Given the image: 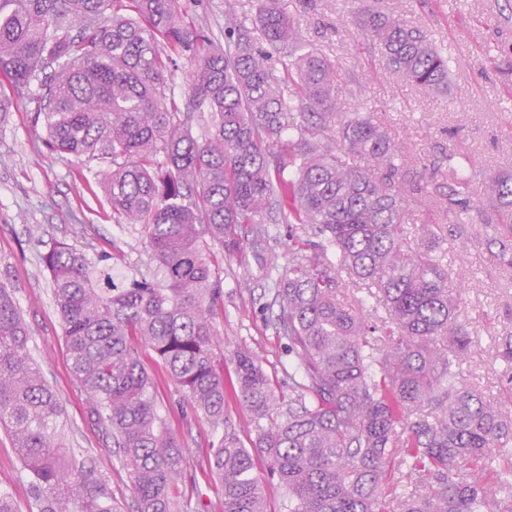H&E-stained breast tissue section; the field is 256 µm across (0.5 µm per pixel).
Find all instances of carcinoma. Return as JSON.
<instances>
[{
    "label": "carcinoma",
    "instance_id": "cac0c4a2",
    "mask_svg": "<svg viewBox=\"0 0 512 512\" xmlns=\"http://www.w3.org/2000/svg\"><path fill=\"white\" fill-rule=\"evenodd\" d=\"M0 12V112L19 100L47 148L85 163L115 224H139L155 277H116L113 254L60 243L40 256L73 379L112 437L131 512H187L178 485L185 455L158 416L139 349L161 359L192 410L217 435L208 467L223 512H512V462L492 469L512 421L464 386L470 345L460 292L431 256V224L404 222L428 186L412 158L373 122L336 108L339 72L309 47L279 0H257L266 48L224 0V43L178 0H11ZM358 22L387 65L428 92L448 91V57L422 29L358 0ZM284 58L276 73L268 61ZM197 61L181 110L169 76ZM349 155L365 160L357 165ZM440 207L462 206L448 170ZM499 221L512 224V175L489 179ZM283 224L314 230L270 288L285 340L291 393L276 390L259 356L234 352L237 396L250 412L247 448L224 420L220 288L212 247L244 252ZM353 286L373 319L344 303ZM30 330L0 283V428L29 479V512H124L105 478L66 446L63 407L29 357ZM266 461L255 471L254 455Z\"/></svg>",
    "mask_w": 512,
    "mask_h": 512
}]
</instances>
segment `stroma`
I'll use <instances>...</instances> for the list:
<instances>
[{
	"instance_id": "35a3bbf8",
	"label": "stroma",
	"mask_w": 512,
	"mask_h": 512,
	"mask_svg": "<svg viewBox=\"0 0 512 512\" xmlns=\"http://www.w3.org/2000/svg\"><path fill=\"white\" fill-rule=\"evenodd\" d=\"M371 6L410 25L455 58L448 90L433 94L406 83L387 68L373 37L358 29L354 0H280L303 38L335 61L342 80L336 87L339 111L367 112L420 163L413 172L433 187L432 198L414 197L404 207L409 224H441L447 229L436 248L450 281L460 282L461 318L471 337L462 377L469 386L498 400L512 416V381L505 374L501 344L512 335V228L494 223L495 199L485 179L512 171V0H370ZM32 115L16 103L0 120V282L12 290L31 331L29 352L64 407L69 445L108 480L113 495L130 504L127 473L98 426L91 404L74 381L63 342L61 317L53 304L48 272L39 261L53 243L78 249L114 251L121 276L149 274V246L141 226L116 224L110 206L85 163L51 153ZM461 160L471 181L460 196L469 216L436 206L448 191V160ZM296 224H282L246 263L215 251L222 298L216 326L225 351L244 345L258 352L280 391H288V358L270 324L269 283L264 269L286 271ZM154 380L157 411L185 450V479L178 492L201 512H222L218 485L207 457L214 433L190 409L157 355L142 350ZM0 488L9 490L20 512L29 504L28 479L11 439L0 431Z\"/></svg>"
}]
</instances>
